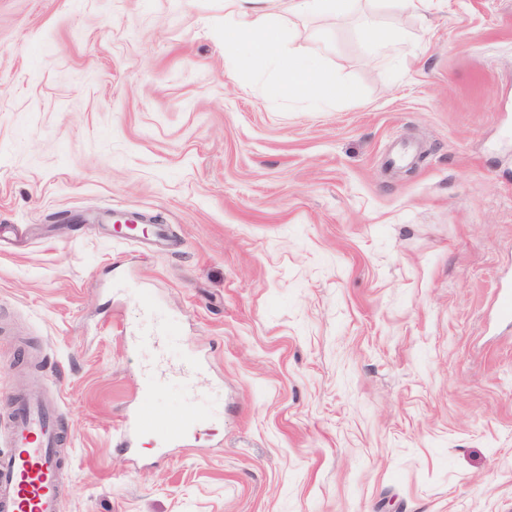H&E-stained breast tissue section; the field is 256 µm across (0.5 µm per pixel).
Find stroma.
Masks as SVG:
<instances>
[{
	"mask_svg": "<svg viewBox=\"0 0 512 512\" xmlns=\"http://www.w3.org/2000/svg\"><path fill=\"white\" fill-rule=\"evenodd\" d=\"M273 26L355 96H271L224 0H0V399L58 393L61 512H512V0ZM152 426V422L140 417H136L133 421L132 418H127L120 429L116 440L113 441V444L117 448H126L129 449L132 446L131 439V430L134 429L136 432L147 431L150 430ZM198 421L196 418L187 417L172 421L167 426L164 435L168 443H183L197 428Z\"/></svg>",
	"mask_w": 512,
	"mask_h": 512,
	"instance_id": "obj_1",
	"label": "stroma"
}]
</instances>
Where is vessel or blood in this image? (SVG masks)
I'll return each instance as SVG.
<instances>
[{"label":"vessel or blood","instance_id":"b4317fda","mask_svg":"<svg viewBox=\"0 0 512 512\" xmlns=\"http://www.w3.org/2000/svg\"><path fill=\"white\" fill-rule=\"evenodd\" d=\"M0 412L9 432V447L0 452V512H60L69 486L56 397L19 393ZM197 426L195 418L178 419L164 435L168 443H182Z\"/></svg>","mask_w":512,"mask_h":512}]
</instances>
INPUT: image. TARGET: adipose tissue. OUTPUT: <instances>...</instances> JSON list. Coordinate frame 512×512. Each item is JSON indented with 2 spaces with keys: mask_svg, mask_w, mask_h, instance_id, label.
Listing matches in <instances>:
<instances>
[{
  "mask_svg": "<svg viewBox=\"0 0 512 512\" xmlns=\"http://www.w3.org/2000/svg\"><path fill=\"white\" fill-rule=\"evenodd\" d=\"M272 0H224V44L242 65L259 61L281 72L272 93L281 99L297 94L317 103L351 96L352 88L328 83L317 62L285 56L270 25Z\"/></svg>",
  "mask_w": 512,
  "mask_h": 512,
  "instance_id": "1",
  "label": "adipose tissue"
}]
</instances>
